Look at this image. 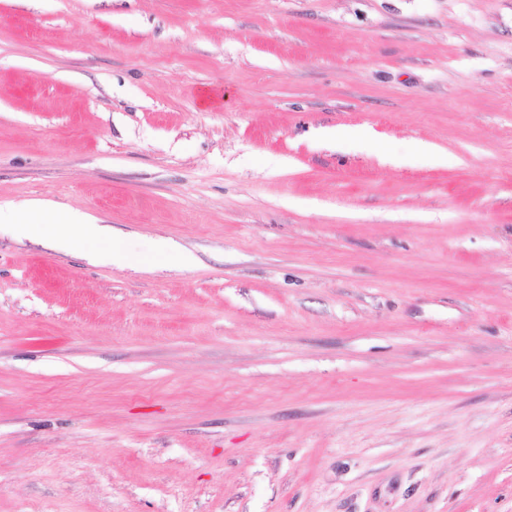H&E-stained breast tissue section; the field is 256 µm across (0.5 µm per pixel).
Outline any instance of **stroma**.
<instances>
[{"label":"stroma","mask_w":512,"mask_h":512,"mask_svg":"<svg viewBox=\"0 0 512 512\" xmlns=\"http://www.w3.org/2000/svg\"><path fill=\"white\" fill-rule=\"evenodd\" d=\"M29 200L0 512H512V0H0ZM22 216L24 220H19ZM0 224L17 225L22 234H45L53 239L59 237L61 246L75 249L85 241L100 244L93 254L119 265H141L147 261L176 256L183 268L192 267L196 258L181 249L174 250L165 243L159 244L154 254L142 255L127 250L114 237L107 224H97L96 219L79 211H60L53 205L41 201L26 202L20 207L0 206Z\"/></svg>","instance_id":"1"}]
</instances>
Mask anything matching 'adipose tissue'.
<instances>
[{
	"label": "adipose tissue",
	"mask_w": 512,
	"mask_h": 512,
	"mask_svg": "<svg viewBox=\"0 0 512 512\" xmlns=\"http://www.w3.org/2000/svg\"><path fill=\"white\" fill-rule=\"evenodd\" d=\"M0 224L17 225L24 234H45L61 246L75 249L83 242L98 243V256L119 265H140L147 257L127 250L107 225L79 211H62L51 204L30 201L18 207L0 206Z\"/></svg>",
	"instance_id": "obj_1"
}]
</instances>
